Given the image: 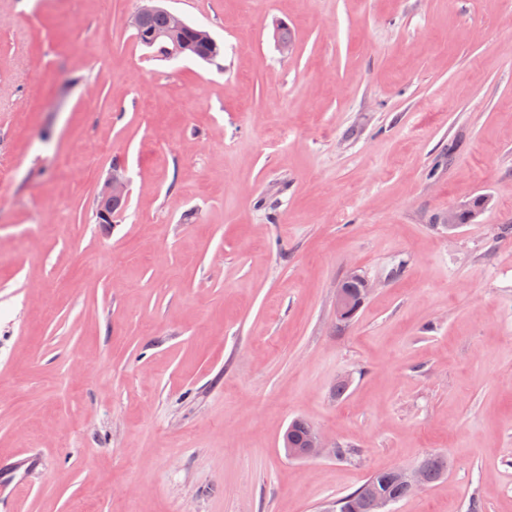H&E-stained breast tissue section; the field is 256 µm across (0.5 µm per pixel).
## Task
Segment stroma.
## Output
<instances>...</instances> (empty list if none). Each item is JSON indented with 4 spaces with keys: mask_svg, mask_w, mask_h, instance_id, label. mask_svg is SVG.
<instances>
[{
    "mask_svg": "<svg viewBox=\"0 0 512 512\" xmlns=\"http://www.w3.org/2000/svg\"><path fill=\"white\" fill-rule=\"evenodd\" d=\"M140 4L0 0V512H319L432 453L396 512H512V0H165L213 64ZM163 9L164 11H155L148 15V13L153 9ZM146 17L145 28L144 30H150L155 32H163L167 30L169 23V31L171 33H175L178 31H182L185 26V21L179 15L173 13L172 11L162 7L159 4H143L139 7V9L133 14L131 18V26L136 29L139 28L143 18ZM168 16V18H167ZM202 31L206 32L210 37L209 42H203L199 39L198 33ZM182 36L183 39L192 46L194 54L197 56L203 57L209 55L213 57L212 59L214 60L222 52L221 45L211 36V34L194 24L190 23L187 30L182 32ZM200 57H197V59L205 61ZM100 195L111 203L110 206L107 200L99 197L97 204V208L99 206L98 209L109 208L107 211L101 210L98 213L99 223L106 226L107 224H112V215L117 211L118 207L125 205L127 202V180L121 165L112 166L111 172L103 183ZM474 203L471 208H469V202L460 204L459 206L448 209V214L444 216V224H448V227L454 228L460 224V214L467 210L462 217L461 224H471L476 218V211L479 210V213L484 210L485 205H483V201L480 199L474 198L472 200ZM475 217V218H474ZM310 426V423L303 419H294L289 424L283 435L284 438L288 432V448H284L288 457L291 459H309L324 455H337L338 446L336 448L330 446L322 433L313 427L309 430ZM306 436V448H304ZM294 448L303 449L295 450Z\"/></svg>",
    "mask_w": 512,
    "mask_h": 512,
    "instance_id": "35a3bbf8",
    "label": "stroma"
}]
</instances>
